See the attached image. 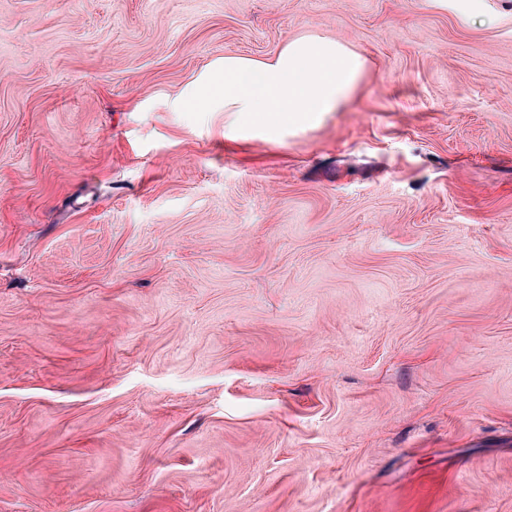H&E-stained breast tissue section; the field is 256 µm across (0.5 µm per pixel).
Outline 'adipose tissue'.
<instances>
[{"label":"adipose tissue","instance_id":"1","mask_svg":"<svg viewBox=\"0 0 512 512\" xmlns=\"http://www.w3.org/2000/svg\"><path fill=\"white\" fill-rule=\"evenodd\" d=\"M366 68V58L346 43L312 33L287 40L266 60L225 56L183 108L205 112L220 102L242 125L274 134L345 108Z\"/></svg>","mask_w":512,"mask_h":512}]
</instances>
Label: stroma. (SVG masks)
<instances>
[{
    "label": "stroma",
    "mask_w": 512,
    "mask_h": 512,
    "mask_svg": "<svg viewBox=\"0 0 512 512\" xmlns=\"http://www.w3.org/2000/svg\"><path fill=\"white\" fill-rule=\"evenodd\" d=\"M0 512H512V0H0ZM366 68L346 43L312 33L287 40L270 59L225 56L182 106L205 112L221 102L242 125L275 134L345 108Z\"/></svg>",
    "instance_id": "stroma-1"
}]
</instances>
